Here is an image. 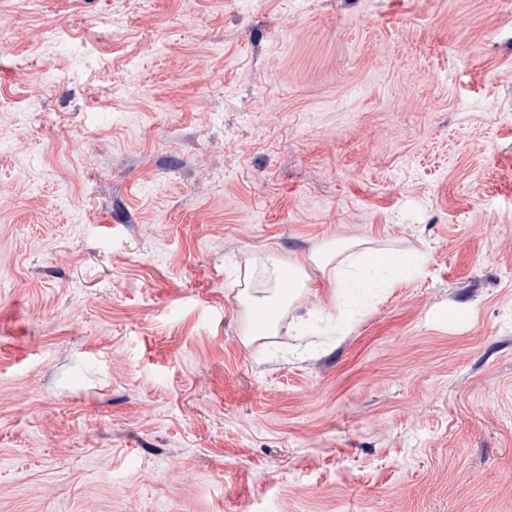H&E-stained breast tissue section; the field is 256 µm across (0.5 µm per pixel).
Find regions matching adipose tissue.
I'll return each mask as SVG.
<instances>
[{"label":"adipose tissue","instance_id":"adipose-tissue-1","mask_svg":"<svg viewBox=\"0 0 512 512\" xmlns=\"http://www.w3.org/2000/svg\"><path fill=\"white\" fill-rule=\"evenodd\" d=\"M403 263V257L397 252L363 247L355 240L331 241L312 253L305 263L286 262L272 254L256 257L254 275L245 279L237 294L245 313L241 338L249 344L277 334L281 315L290 310L311 286L307 265H314L332 280L340 264L362 267L366 276L374 277Z\"/></svg>","mask_w":512,"mask_h":512}]
</instances>
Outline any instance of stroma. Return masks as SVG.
<instances>
[{"instance_id": "stroma-1", "label": "stroma", "mask_w": 512, "mask_h": 512, "mask_svg": "<svg viewBox=\"0 0 512 512\" xmlns=\"http://www.w3.org/2000/svg\"><path fill=\"white\" fill-rule=\"evenodd\" d=\"M0 98V512H512V0H0ZM364 244L366 243L358 240H334L309 256L310 262L328 277L333 288H340L338 294L342 299L344 291L341 288L344 287L336 278V263L346 264L347 267L361 266L366 276L372 278L405 263L399 253L391 250L364 246L357 253L355 249ZM254 264L255 276L245 279L237 294L245 313L241 327L245 344L276 335L281 315L311 287L310 274L299 260L285 262L273 254H266L256 257ZM256 321L263 324L260 331L254 326Z\"/></svg>"}]
</instances>
